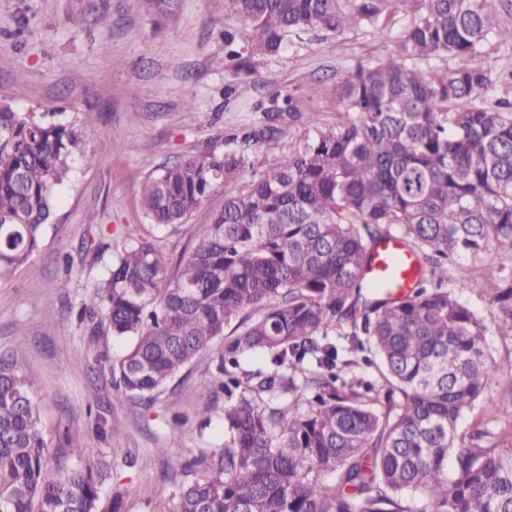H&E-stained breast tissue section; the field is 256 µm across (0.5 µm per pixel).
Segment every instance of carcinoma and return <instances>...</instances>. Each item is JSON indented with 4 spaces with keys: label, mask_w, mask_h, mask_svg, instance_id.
Wrapping results in <instances>:
<instances>
[{
    "label": "carcinoma",
    "mask_w": 512,
    "mask_h": 512,
    "mask_svg": "<svg viewBox=\"0 0 512 512\" xmlns=\"http://www.w3.org/2000/svg\"><path fill=\"white\" fill-rule=\"evenodd\" d=\"M224 4L254 53L354 28L394 35L397 51L336 76L335 122L275 90L258 106L266 123L151 174L139 203L152 224H185L219 192L224 204L174 269L159 240L120 228L82 304L128 342L109 366L119 400L153 402L224 341V451L167 464L200 468L168 512H512V412L459 428L499 372L486 336L512 340V266L473 281L456 261L512 247V79L438 64L512 45V29L491 0ZM285 119L300 135L265 164ZM84 137L0 99V277L38 249ZM391 236L418 267L398 297L362 276ZM250 353L264 365L244 368ZM72 453L77 465L47 476L32 383L0 358V512H101L109 465Z\"/></svg>",
    "instance_id": "carcinoma-1"
}]
</instances>
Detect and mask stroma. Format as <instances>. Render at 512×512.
I'll return each mask as SVG.
<instances>
[{
    "label": "stroma",
    "mask_w": 512,
    "mask_h": 512,
    "mask_svg": "<svg viewBox=\"0 0 512 512\" xmlns=\"http://www.w3.org/2000/svg\"><path fill=\"white\" fill-rule=\"evenodd\" d=\"M237 26L224 0H0V94L16 111L51 112L88 129L38 250L0 279V357H14L33 382L46 436L69 439L52 448L49 469L75 465L74 446L106 459L101 499L133 490L126 512H167L181 481L167 475V458L224 449L218 352L183 369L152 404L120 401L108 363L123 342L77 317L112 265L118 226L158 237L175 262L206 211L224 201L214 195L188 223L161 229L141 214L143 181L225 130L260 125L257 106L275 88L311 99L334 121L326 85L358 58L395 50L392 38L364 31L312 32L277 55L248 56L247 72L237 73L225 65L223 38Z\"/></svg>",
    "instance_id": "obj_1"
}]
</instances>
